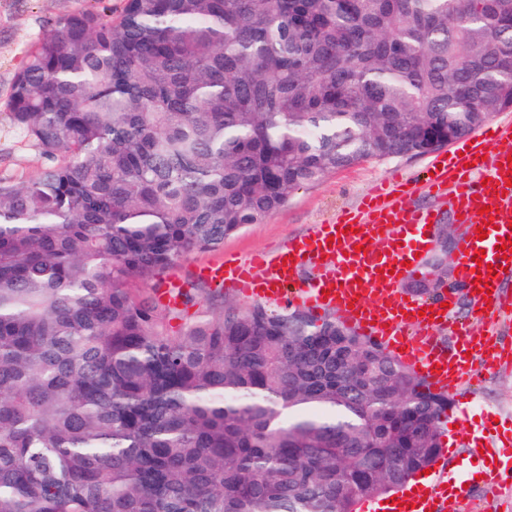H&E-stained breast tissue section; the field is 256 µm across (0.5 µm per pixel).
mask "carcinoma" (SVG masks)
Listing matches in <instances>:
<instances>
[{"instance_id":"carcinoma-1","label":"carcinoma","mask_w":512,"mask_h":512,"mask_svg":"<svg viewBox=\"0 0 512 512\" xmlns=\"http://www.w3.org/2000/svg\"><path fill=\"white\" fill-rule=\"evenodd\" d=\"M512 107V0H112L16 73L0 179V512H359L448 394L333 317L141 289L363 160Z\"/></svg>"}]
</instances>
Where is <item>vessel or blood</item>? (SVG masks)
<instances>
[{
	"label": "vessel or blood",
	"instance_id": "vessel-or-blood-1",
	"mask_svg": "<svg viewBox=\"0 0 512 512\" xmlns=\"http://www.w3.org/2000/svg\"><path fill=\"white\" fill-rule=\"evenodd\" d=\"M423 185L441 201H449L459 215L457 280L473 307L463 321L450 317L451 293L424 301L402 294L399 284L420 273L418 255L424 252L431 225L442 213L436 208H413L406 199L409 183L383 186L365 196L355 210L335 220L313 225L308 232L271 252L247 259L235 256L201 267L214 285L265 302L298 304L312 313L334 311L338 320L382 344L432 389L447 391L464 384L474 369L496 370L512 348L501 343L494 323L512 310V295L501 292L500 281L512 273V253L501 246L512 241V123H490L487 130L468 137L459 148L441 153ZM487 227L479 237V227ZM483 262H476L477 252ZM496 274H488V266ZM310 271L299 280L301 271ZM485 274L488 292L476 280ZM457 342L443 349L439 332ZM487 433L467 440V459L480 474L437 468L417 474L397 493L365 503L366 512H446L449 500H468L477 476L498 481V463L512 457V437L495 439L494 416H487Z\"/></svg>",
	"mask_w": 512,
	"mask_h": 512
}]
</instances>
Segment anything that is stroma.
I'll list each match as a JSON object with an SVG mask.
<instances>
[{
	"label": "stroma",
	"instance_id": "35a3bbf8",
	"mask_svg": "<svg viewBox=\"0 0 512 512\" xmlns=\"http://www.w3.org/2000/svg\"><path fill=\"white\" fill-rule=\"evenodd\" d=\"M90 0H0V177L23 182L33 176L43 161L38 151L17 131L8 118L11 85L30 46L49 28L51 22L70 12L89 7ZM430 155L389 160L367 159L326 175L321 182L295 191L288 203L262 223L249 225L243 232L228 237L221 250L195 252L174 273L183 278L193 276L197 267L231 254L247 258L252 254L278 247L300 236L315 224L335 217L336 213L355 207L379 182L395 177L422 181ZM463 233L451 214L431 230L432 238L447 237L451 247L444 258L448 288L454 289L456 302L453 317L463 320L469 314L470 301L465 291L456 287L458 251ZM453 406L447 410L441 427L452 435L456 450H463L469 436L479 434L487 415H495L498 431H512V363L493 373H476L473 383L451 392ZM469 402L467 418L455 423L456 407Z\"/></svg>",
	"mask_w": 512,
	"mask_h": 512
}]
</instances>
